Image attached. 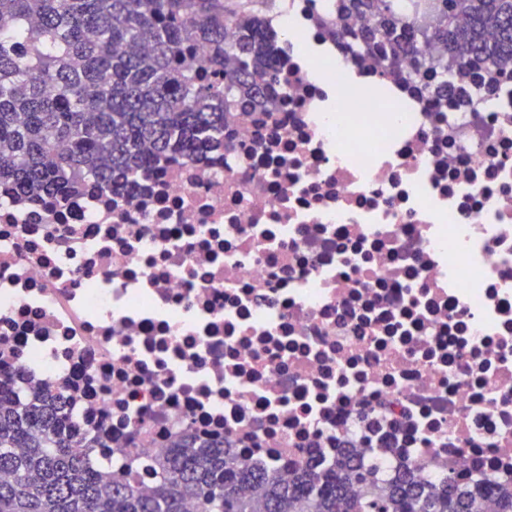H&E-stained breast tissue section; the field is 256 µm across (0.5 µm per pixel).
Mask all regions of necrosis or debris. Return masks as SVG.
Listing matches in <instances>:
<instances>
[{
	"label": "necrosis or debris",
	"mask_w": 512,
	"mask_h": 512,
	"mask_svg": "<svg viewBox=\"0 0 512 512\" xmlns=\"http://www.w3.org/2000/svg\"><path fill=\"white\" fill-rule=\"evenodd\" d=\"M264 0L288 89L133 194L0 189V364L116 469L185 432L512 480V84L445 100Z\"/></svg>",
	"instance_id": "necrosis-or-debris-1"
}]
</instances>
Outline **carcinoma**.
<instances>
[{
  "mask_svg": "<svg viewBox=\"0 0 512 512\" xmlns=\"http://www.w3.org/2000/svg\"><path fill=\"white\" fill-rule=\"evenodd\" d=\"M331 29L354 56L372 55L415 82L467 67L488 87L512 79V0H432L436 22H408L396 0H333ZM226 0H0V186L58 200L92 184L130 191L162 163L196 162L224 149V112L264 107L287 84L277 33L262 14L244 12L233 32ZM189 43L209 64H233L208 81L180 64ZM438 51L426 54L423 47ZM22 371L0 369V512H472L487 497L512 512V484L486 471L452 472L434 486L423 462L387 472L349 451L336 463L313 461L288 478L241 466L219 438L184 434L175 448L138 471L112 470L74 452L100 437L77 430L66 399L50 388L17 390Z\"/></svg>",
  "mask_w": 512,
  "mask_h": 512,
  "instance_id": "carcinoma-1",
  "label": "carcinoma"
}]
</instances>
